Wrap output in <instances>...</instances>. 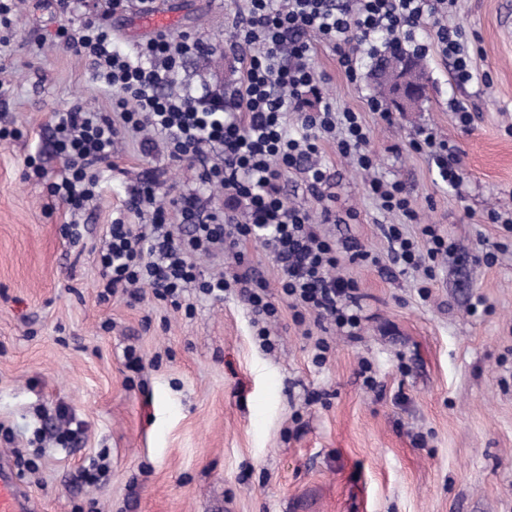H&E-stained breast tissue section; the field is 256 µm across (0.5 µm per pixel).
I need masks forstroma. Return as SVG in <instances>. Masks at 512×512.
<instances>
[{
    "label": "stroma",
    "mask_w": 512,
    "mask_h": 512,
    "mask_svg": "<svg viewBox=\"0 0 512 512\" xmlns=\"http://www.w3.org/2000/svg\"><path fill=\"white\" fill-rule=\"evenodd\" d=\"M244 0H154L110 18L120 49L165 33L207 44L221 64L186 59L183 88L232 89L240 68L227 37ZM456 23L473 51V77L461 83L425 18L416 42L427 96L419 110L382 120L369 109L371 70L386 51L360 53L349 81L331 45L314 42L317 92L289 110L287 130L324 106L361 113L375 172L405 183L424 223L456 247L437 275L402 272L384 234L397 215L368 196L361 170L323 142L317 163L336 220L321 225L337 243L358 242L371 261L345 264L359 286L361 328L350 336L328 321L297 324L289 307L270 323L274 352L263 351L253 314L237 291L223 299L187 296L193 315L144 296L99 301L98 250L131 186L156 181L170 204L192 189L205 206L228 210L223 193L198 185L193 170L169 158L163 141L118 145L100 194L80 215L76 245L61 228L66 203L49 197L63 167L54 147L56 113L73 103L111 109V94L83 57L56 46L61 18L23 8L0 46V126L22 138L0 141V457L15 459L43 430L40 467L20 476L38 512H512V234L486 213L512 210V0H459ZM42 44H35V37ZM473 120L462 126L454 104ZM433 136L462 158L463 181L444 183L432 157L410 141ZM40 158L44 180L24 177ZM243 258L197 260L204 274L232 276L246 263L279 297L277 264L260 244ZM428 297H421V286ZM332 351L312 361V340ZM143 368L132 372L125 352ZM370 365L378 385L360 371ZM66 410L82 430L69 446L54 440ZM108 449L107 480L90 486L79 470Z\"/></svg>",
    "instance_id": "stroma-1"
}]
</instances>
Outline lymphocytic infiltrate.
I'll return each mask as SVG.
<instances>
[{"label":"lymphocytic infiltrate","mask_w":512,"mask_h":512,"mask_svg":"<svg viewBox=\"0 0 512 512\" xmlns=\"http://www.w3.org/2000/svg\"><path fill=\"white\" fill-rule=\"evenodd\" d=\"M457 2L247 0L234 26L241 76L228 94L208 89L198 95L168 92L180 60L203 49L191 36L176 40L159 34L131 53L117 48L108 17L134 4L150 10L152 0H98L95 15L75 27L61 26V45L88 58L96 78L112 90V111L92 112L77 104L56 113L55 148L65 165L47 186L50 196L83 210L98 196L120 137L144 133L161 136L171 157L188 164L200 183L220 186L229 200L246 205V216L240 219L205 210L200 197L189 192L174 199L168 210L157 205L151 183L131 189L126 212L142 221L126 223V213L112 218L99 250L100 300L122 294L138 301L147 290L154 300L176 306L191 288L214 299L234 288L261 321L256 333L260 347L272 350L267 323L279 316L280 307L266 283L248 268L229 279L205 277L196 264L198 257L237 254L256 241L276 259L280 294L291 309L358 330V284L336 270L367 254L358 247L340 248L321 232V225L332 221V209L321 191L326 173L311 159L322 141L330 140L340 155L361 170H371L369 129L359 113L339 115L326 108L304 114L292 138L285 129L288 109L317 81L311 65L314 41L331 44L339 66L353 80L358 53L374 34L413 42L415 29L427 16L433 19L442 52L453 61L457 80H470L471 55L462 43L461 27L446 22ZM413 52L423 55L424 45L414 44ZM290 169L305 174L321 204L319 214L285 203L281 180ZM367 188L382 210L402 217L387 228L396 261L403 269L422 272L424 280H434L436 259L451 249L447 238L434 225L422 223L401 181L374 178ZM183 224L188 233H180ZM409 224L419 225V238L408 235Z\"/></svg>","instance_id":"f902f5d3"}]
</instances>
